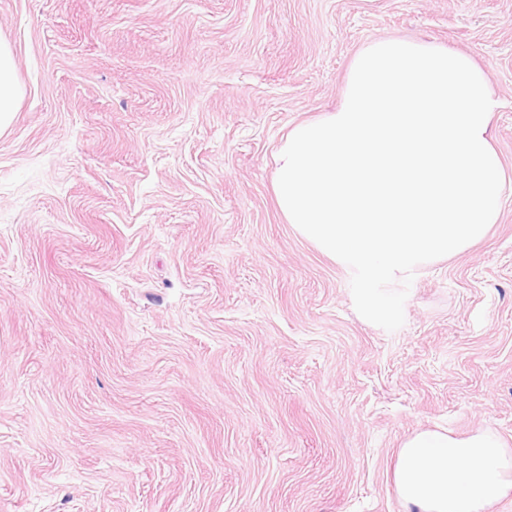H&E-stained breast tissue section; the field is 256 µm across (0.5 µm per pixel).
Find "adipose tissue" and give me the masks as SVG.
<instances>
[{"label": "adipose tissue", "mask_w": 512, "mask_h": 512, "mask_svg": "<svg viewBox=\"0 0 512 512\" xmlns=\"http://www.w3.org/2000/svg\"><path fill=\"white\" fill-rule=\"evenodd\" d=\"M20 97L11 49L0 41V131L11 124ZM393 489L416 512H487L512 492V451L492 432L460 438L423 430L402 444Z\"/></svg>", "instance_id": "adipose-tissue-1"}]
</instances>
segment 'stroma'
Listing matches in <instances>:
<instances>
[{"instance_id": "stroma-1", "label": "stroma", "mask_w": 512, "mask_h": 512, "mask_svg": "<svg viewBox=\"0 0 512 512\" xmlns=\"http://www.w3.org/2000/svg\"><path fill=\"white\" fill-rule=\"evenodd\" d=\"M0 38V512H407L410 435L512 446V0H0ZM382 38L473 55L506 179L394 332L273 192ZM21 93L11 49L0 40V132L11 124Z\"/></svg>"}]
</instances>
